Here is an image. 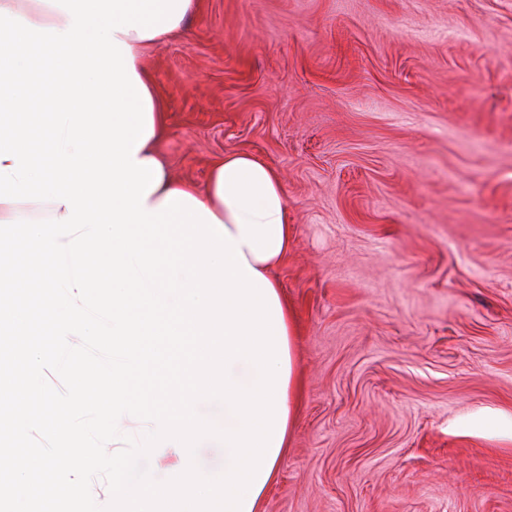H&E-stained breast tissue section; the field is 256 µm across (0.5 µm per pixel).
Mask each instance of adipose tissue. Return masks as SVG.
<instances>
[{
    "label": "adipose tissue",
    "mask_w": 512,
    "mask_h": 512,
    "mask_svg": "<svg viewBox=\"0 0 512 512\" xmlns=\"http://www.w3.org/2000/svg\"><path fill=\"white\" fill-rule=\"evenodd\" d=\"M175 189L189 193L204 203L227 228L229 235L235 238L240 235L239 219L249 218L262 224L283 219V243L277 255L262 261L247 246L243 247L242 253L249 266L264 276L287 259L294 227L286 221V193L276 171L261 158L247 152L226 155L213 165L207 183L201 187L162 175L160 183L145 201L146 209L159 207L168 193Z\"/></svg>",
    "instance_id": "1"
}]
</instances>
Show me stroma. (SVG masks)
<instances>
[{"label": "stroma", "instance_id": "obj_1", "mask_svg": "<svg viewBox=\"0 0 512 512\" xmlns=\"http://www.w3.org/2000/svg\"><path fill=\"white\" fill-rule=\"evenodd\" d=\"M141 59L174 179L248 151L286 190L263 512H512V0H201Z\"/></svg>", "mask_w": 512, "mask_h": 512}]
</instances>
